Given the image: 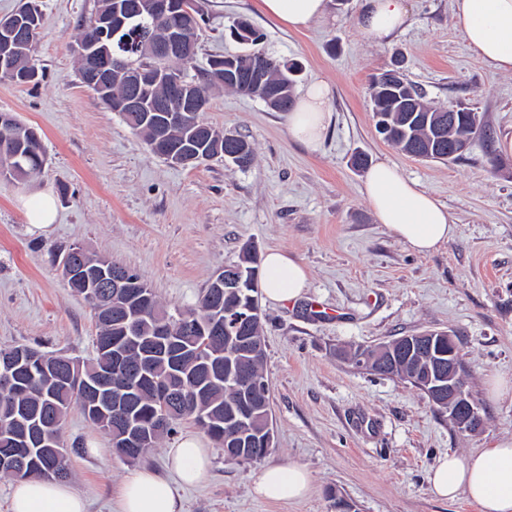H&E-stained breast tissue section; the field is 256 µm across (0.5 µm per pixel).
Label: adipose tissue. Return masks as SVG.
I'll return each instance as SVG.
<instances>
[{"label":"adipose tissue","instance_id":"1","mask_svg":"<svg viewBox=\"0 0 512 512\" xmlns=\"http://www.w3.org/2000/svg\"><path fill=\"white\" fill-rule=\"evenodd\" d=\"M460 34L469 50L494 70L512 74V0H451ZM257 9L292 30L306 29L327 15V0H256ZM411 0H363L357 24L370 42L382 45L410 22ZM333 122L327 83L311 82L288 114L290 136L317 148ZM364 192L378 223L414 251L425 254L447 243L455 233L447 207L405 178L385 161L366 172ZM307 269L280 249L263 262L262 288L276 304L301 299L308 286ZM169 476L141 466L129 470L119 486V512H183L179 485L202 482L210 468L211 450L202 436L182 435L168 448ZM432 493L443 500L466 497L479 512H512V439L465 455L440 457L429 475ZM312 490L310 472L301 465H270L252 485L253 493L273 502L306 498ZM11 512H86V502L71 484L31 478L15 482Z\"/></svg>","mask_w":512,"mask_h":512}]
</instances>
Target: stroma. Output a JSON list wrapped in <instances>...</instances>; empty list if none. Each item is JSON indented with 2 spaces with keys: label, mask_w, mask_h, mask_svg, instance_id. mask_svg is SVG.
I'll return each mask as SVG.
<instances>
[{
  "label": "stroma",
  "mask_w": 512,
  "mask_h": 512,
  "mask_svg": "<svg viewBox=\"0 0 512 512\" xmlns=\"http://www.w3.org/2000/svg\"><path fill=\"white\" fill-rule=\"evenodd\" d=\"M362 0H328L324 20L284 29L254 0H203L208 16L197 66L242 52L225 28L245 19L262 49L299 60L297 83L326 82L334 124L319 150L288 133V115L257 99L217 94L203 117L253 146L251 168L214 158L194 167L155 156L76 71L82 21L95 0H42L36 43L44 78L0 80V111L41 134L49 161L25 183L0 181V347L29 345L87 360L97 332L89 303L67 285L62 259L76 245L138 273L167 310L197 303L244 246L287 251L309 272L300 300H262L264 373L274 446L257 462L232 463L213 447L200 486L181 490L184 512H479L466 498L436 499L428 473L438 457L512 438V155L473 146L453 163L408 156L375 130L372 77L400 63L436 104L483 114L493 138L512 136V75L477 59L462 39L450 0H413L409 26L386 45L356 27ZM385 160L445 204L454 236L430 254L411 250L378 224L354 153ZM54 196L57 220L31 232L27 203ZM456 336L467 390L480 407L478 432L457 429L410 383L374 374L350 355L400 336ZM507 393L491 397V379ZM62 439L71 484L88 512H117L130 463L108 435L72 406ZM294 462L312 475L302 501L270 502L249 489L265 466Z\"/></svg>",
  "instance_id": "1"
}]
</instances>
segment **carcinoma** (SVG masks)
Returning a JSON list of instances; mask_svg holds the SVG:
<instances>
[{
    "instance_id": "obj_1",
    "label": "carcinoma",
    "mask_w": 512,
    "mask_h": 512,
    "mask_svg": "<svg viewBox=\"0 0 512 512\" xmlns=\"http://www.w3.org/2000/svg\"><path fill=\"white\" fill-rule=\"evenodd\" d=\"M170 24L165 19L151 16L144 11L134 18L132 25L114 35L110 31L103 32L92 26L88 20L82 24L79 43L91 44L102 42L114 53L139 64L151 57L148 46L162 37ZM35 43L22 48L15 56L12 69H0V79L17 84H29L30 74L39 73L34 58ZM260 58L268 68V81L281 92L279 111L288 112L295 104L294 88L303 71L302 64L295 59L280 60L265 52L241 54L234 57L238 65L247 67L252 58ZM194 59L184 60L179 57L165 60V68L171 73L182 72L188 80L197 86L202 96L201 103L192 118V124L183 123L181 114L173 111L174 105L167 101L164 86L157 87L153 93V103L159 115L166 123V135L160 136L156 129L140 124L131 114L123 118L124 123L134 132L144 136L151 151L156 156L166 153L169 148L195 149V152L207 155V158H222L225 154L244 151L242 158L251 163L254 159L252 145L242 137L225 138L224 132L204 122L201 118L210 104L211 96L216 91L228 90L248 96V89L241 86L223 85L213 78V66L224 63V60L211 59L209 67L197 70L193 66ZM369 96L373 103V116L376 129L385 140L399 147L401 151L416 158L448 160V144H456L462 152L454 156L458 160L464 156L476 141H490V131L482 122L479 113L460 106L437 107L425 100V95L416 85L401 78L397 81H380L372 79L369 85ZM457 116L456 124L442 122L448 113ZM7 115L15 123L17 132L9 139H3L0 131V153L17 156L15 160L14 180L24 181L40 174L46 164L47 156L41 136L35 128L22 123L12 113L0 112V117ZM256 293L253 288L243 287L235 295L224 294V289L208 286L196 306L184 310L194 317L198 329L184 332L173 326V339L177 343L176 357L161 353L145 365L140 366V346L149 344L154 339V332L159 323L169 320L173 314L168 312L152 297L143 310L138 321L137 335L127 342L128 362L125 377L136 383L138 388L136 413L142 427L150 431V439L139 448H118L116 452L139 462L144 455L156 447L161 440L171 435L176 426L184 419H193L204 413L217 421L219 430L213 438L224 437V410L244 401L252 404L255 409L252 422L248 424L250 436L260 437L267 426L266 410L263 405L270 404V389L259 388L255 394L245 397L231 383H224V359L232 352L234 338L225 334H214L205 328L219 315L224 308L236 303H246L248 296ZM96 326L98 328L94 342V355L86 361L45 353L26 345L0 347V355L14 350L23 349L30 360L23 362L17 369L15 383L8 389L0 388V454L14 447L16 429L12 420L21 409L38 411L50 421L45 436V443L33 450L29 457L17 466V470H3L0 475L15 480L39 478L44 480H66L71 477L68 453L63 451L61 443L62 423L74 404L79 405L83 415L91 420L107 435L121 429L115 422L100 424L92 419L87 410V396L82 385L63 383L60 374L73 371L80 379L92 381L112 379V343L122 339L123 321L126 317V306L122 301L112 299L102 288L97 289L96 296L90 300ZM448 354V341L435 340L432 353L424 351L414 354L402 367L391 372L400 379L410 373L415 366L425 370L432 360ZM263 358L238 355L235 362L243 363L248 370L260 380H265ZM144 368L145 378H140L139 368ZM212 375L214 382L208 390L200 395L194 389L192 378L202 379ZM169 384L182 393L179 403L168 411L166 421L160 428H155L162 405L156 386Z\"/></svg>"
}]
</instances>
